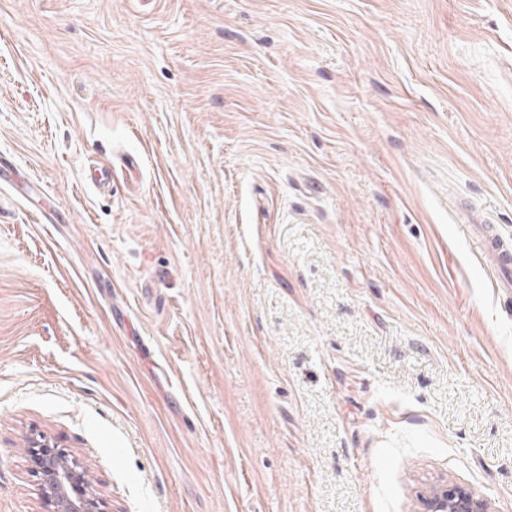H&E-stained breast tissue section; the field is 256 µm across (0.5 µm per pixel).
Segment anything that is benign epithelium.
Returning a JSON list of instances; mask_svg holds the SVG:
<instances>
[{"instance_id":"obj_1","label":"benign epithelium","mask_w":512,"mask_h":512,"mask_svg":"<svg viewBox=\"0 0 512 512\" xmlns=\"http://www.w3.org/2000/svg\"><path fill=\"white\" fill-rule=\"evenodd\" d=\"M28 456L34 464L41 498L55 512H105L103 502L88 487L77 459L38 433L29 439ZM428 512H489L485 500L460 486L440 484L427 501Z\"/></svg>"}]
</instances>
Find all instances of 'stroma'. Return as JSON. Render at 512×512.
<instances>
[{
  "label": "stroma",
  "instance_id": "1",
  "mask_svg": "<svg viewBox=\"0 0 512 512\" xmlns=\"http://www.w3.org/2000/svg\"><path fill=\"white\" fill-rule=\"evenodd\" d=\"M0 162V512H512V0H0ZM27 450L35 466L41 498L55 512H108L88 487L77 459L52 444L44 433L34 434ZM428 512H489L485 500L460 486L440 484L427 501Z\"/></svg>",
  "mask_w": 512,
  "mask_h": 512
}]
</instances>
